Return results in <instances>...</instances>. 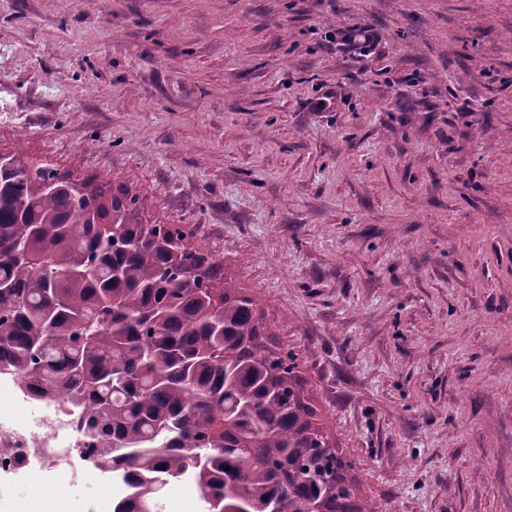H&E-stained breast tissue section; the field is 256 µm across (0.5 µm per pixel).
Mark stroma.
Returning a JSON list of instances; mask_svg holds the SVG:
<instances>
[{
  "mask_svg": "<svg viewBox=\"0 0 512 512\" xmlns=\"http://www.w3.org/2000/svg\"><path fill=\"white\" fill-rule=\"evenodd\" d=\"M0 151L186 225L378 512H512V0H0ZM125 493L0 473V512Z\"/></svg>",
  "mask_w": 512,
  "mask_h": 512,
  "instance_id": "1",
  "label": "stroma"
}]
</instances>
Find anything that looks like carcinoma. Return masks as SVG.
<instances>
[{
	"label": "carcinoma",
	"instance_id": "1",
	"mask_svg": "<svg viewBox=\"0 0 512 512\" xmlns=\"http://www.w3.org/2000/svg\"><path fill=\"white\" fill-rule=\"evenodd\" d=\"M0 175V378L65 396L98 466L159 512L192 478L204 512H377L318 423L259 302L144 218L139 196L13 157Z\"/></svg>",
	"mask_w": 512,
	"mask_h": 512
}]
</instances>
